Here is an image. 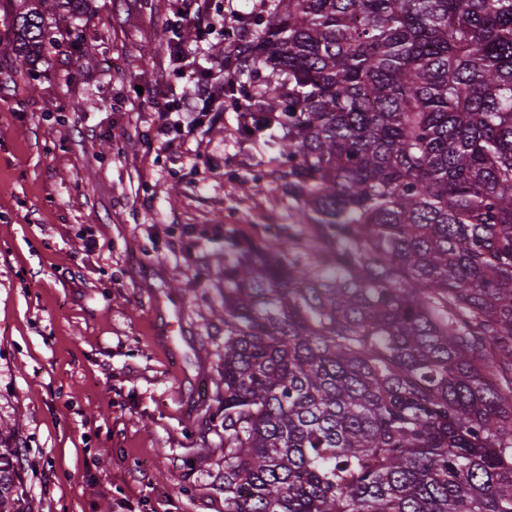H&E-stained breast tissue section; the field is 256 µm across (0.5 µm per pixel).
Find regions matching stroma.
Listing matches in <instances>:
<instances>
[{"label":"stroma","mask_w":512,"mask_h":512,"mask_svg":"<svg viewBox=\"0 0 512 512\" xmlns=\"http://www.w3.org/2000/svg\"><path fill=\"white\" fill-rule=\"evenodd\" d=\"M197 5L189 45L160 37L181 0H90L26 68L0 54V423L37 512H224L217 255L274 242L288 200L234 101L154 137L158 101L208 102L199 69L261 22Z\"/></svg>","instance_id":"stroma-1"}]
</instances>
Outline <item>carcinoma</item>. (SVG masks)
Returning a JSON list of instances; mask_svg holds the SVG:
<instances>
[{"instance_id": "1", "label": "carcinoma", "mask_w": 512, "mask_h": 512, "mask_svg": "<svg viewBox=\"0 0 512 512\" xmlns=\"http://www.w3.org/2000/svg\"><path fill=\"white\" fill-rule=\"evenodd\" d=\"M229 53L294 214L224 241V512H512V0H270Z\"/></svg>"}]
</instances>
